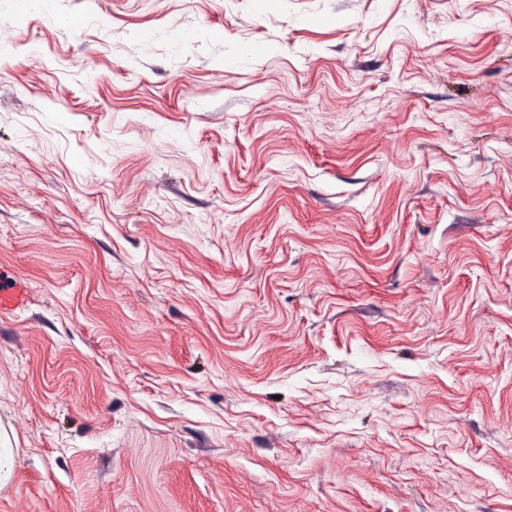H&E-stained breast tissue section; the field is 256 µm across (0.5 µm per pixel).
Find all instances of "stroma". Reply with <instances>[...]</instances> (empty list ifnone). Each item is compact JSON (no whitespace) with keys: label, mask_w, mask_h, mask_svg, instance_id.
Returning <instances> with one entry per match:
<instances>
[{"label":"stroma","mask_w":512,"mask_h":512,"mask_svg":"<svg viewBox=\"0 0 512 512\" xmlns=\"http://www.w3.org/2000/svg\"><path fill=\"white\" fill-rule=\"evenodd\" d=\"M0 512H512V0H0ZM12 282L5 286L3 271L0 270V312L2 315L11 314L23 309L28 302L29 288L25 277L12 273ZM16 448H12L9 435L0 426V490L14 477Z\"/></svg>","instance_id":"35a3bbf8"}]
</instances>
